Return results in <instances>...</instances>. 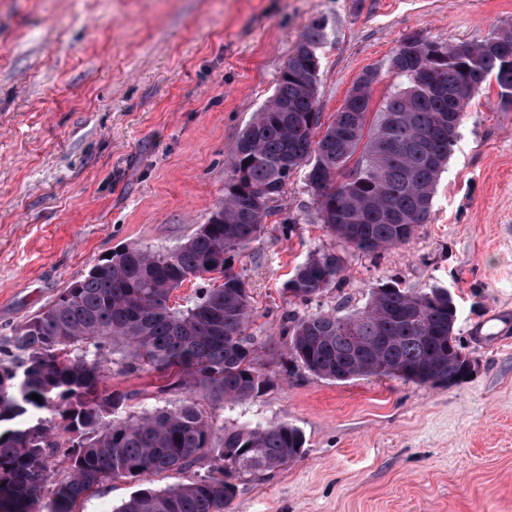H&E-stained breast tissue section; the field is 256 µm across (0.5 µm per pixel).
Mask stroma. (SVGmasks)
<instances>
[{
    "mask_svg": "<svg viewBox=\"0 0 512 512\" xmlns=\"http://www.w3.org/2000/svg\"><path fill=\"white\" fill-rule=\"evenodd\" d=\"M317 22L327 124L366 70L373 103L394 90L402 40H482L512 24V0H0V346L109 252L172 248L208 222L239 135ZM498 91L487 82L466 107L409 243L349 252L338 287L290 302L295 266L336 244L302 169L236 261L270 383L221 406L192 396L216 431L283 421L305 448L241 482L233 512H512V109ZM389 280L448 289L471 376L334 383L296 367L285 312L350 313ZM163 384L112 376L128 415L190 396Z\"/></svg>",
    "mask_w": 512,
    "mask_h": 512,
    "instance_id": "stroma-1",
    "label": "stroma"
}]
</instances>
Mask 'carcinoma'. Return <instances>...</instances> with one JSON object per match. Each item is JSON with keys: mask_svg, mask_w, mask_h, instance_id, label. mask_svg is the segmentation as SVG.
<instances>
[{"mask_svg": "<svg viewBox=\"0 0 512 512\" xmlns=\"http://www.w3.org/2000/svg\"><path fill=\"white\" fill-rule=\"evenodd\" d=\"M323 38L319 23L302 34L274 94L238 137L216 223L199 225L172 249L113 252L18 328L11 355L0 359V512H40L42 503L48 512H76L107 480L187 472L202 461L205 473L163 489L140 488L115 512H232L242 479L301 457L305 440L297 427L244 425L218 435L191 398L122 417L128 394L108 380L117 365L125 373L173 374L160 391H200L216 404L259 396L262 373L248 333L254 308L234 263L260 236L291 176L308 168L321 223L342 245L374 255L408 243L426 223L455 146L460 107L489 79L501 106H512L509 25L478 42L455 43V53L440 60L431 39H405L391 60L403 82L378 111L370 104L379 74L368 70L325 125L319 71L309 63ZM343 272L339 251L317 249L284 289L306 304ZM210 273L222 283L170 306L185 281ZM456 321L447 289L386 282L371 289L360 310L290 311L284 328L294 361L318 377L436 384L465 376L469 355ZM41 411L49 416L21 423ZM60 454L69 461L66 472L52 467Z\"/></svg>", "mask_w": 512, "mask_h": 512, "instance_id": "cac0c4a2", "label": "carcinoma"}]
</instances>
